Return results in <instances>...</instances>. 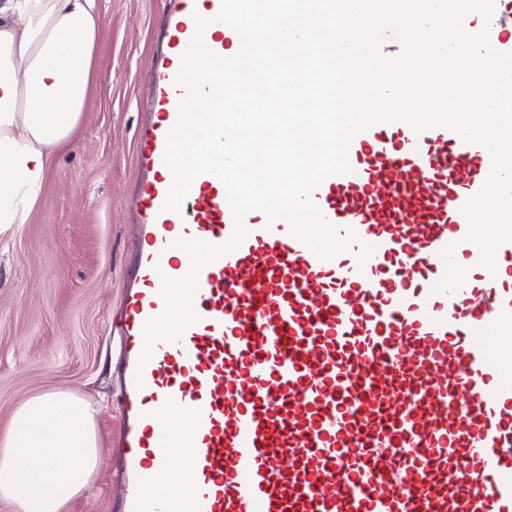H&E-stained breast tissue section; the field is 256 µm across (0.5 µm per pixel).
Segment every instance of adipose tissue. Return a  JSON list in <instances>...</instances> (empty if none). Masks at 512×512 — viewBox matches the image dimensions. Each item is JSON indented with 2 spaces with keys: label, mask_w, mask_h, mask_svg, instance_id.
Returning a JSON list of instances; mask_svg holds the SVG:
<instances>
[{
  "label": "adipose tissue",
  "mask_w": 512,
  "mask_h": 512,
  "mask_svg": "<svg viewBox=\"0 0 512 512\" xmlns=\"http://www.w3.org/2000/svg\"><path fill=\"white\" fill-rule=\"evenodd\" d=\"M101 23L98 0H0V232L24 223L83 118ZM94 412L64 392L22 404L0 434V498L65 512L97 469Z\"/></svg>",
  "instance_id": "obj_1"
}]
</instances>
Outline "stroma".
Masks as SVG:
<instances>
[{
	"label": "stroma",
	"mask_w": 512,
	"mask_h": 512,
	"mask_svg": "<svg viewBox=\"0 0 512 512\" xmlns=\"http://www.w3.org/2000/svg\"><path fill=\"white\" fill-rule=\"evenodd\" d=\"M104 14L83 120L54 155L24 223L0 234V431L28 399L66 391L97 404L96 476L66 512H114L121 461L119 386L112 374V313L121 298L140 176L136 137L164 0H99Z\"/></svg>",
	"instance_id": "obj_1"
}]
</instances>
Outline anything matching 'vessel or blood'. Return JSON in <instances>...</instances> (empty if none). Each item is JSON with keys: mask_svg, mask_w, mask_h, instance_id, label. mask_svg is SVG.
<instances>
[{"mask_svg": "<svg viewBox=\"0 0 512 512\" xmlns=\"http://www.w3.org/2000/svg\"><path fill=\"white\" fill-rule=\"evenodd\" d=\"M494 2L490 43L512 52V0ZM165 7L118 322L121 512H512V242L492 273L466 241L461 208L492 160L447 128L378 123L353 138L351 172L312 193L360 238L333 259L287 221L247 213L240 247L200 273L199 321L139 366L143 326L165 307L162 276L190 267L174 240L222 244L234 229L211 174L180 212L163 208L181 56L195 16L214 18L221 0ZM176 448L184 497L165 481Z\"/></svg>", "mask_w": 512, "mask_h": 512, "instance_id": "b4317fda", "label": "vessel or blood"}]
</instances>
